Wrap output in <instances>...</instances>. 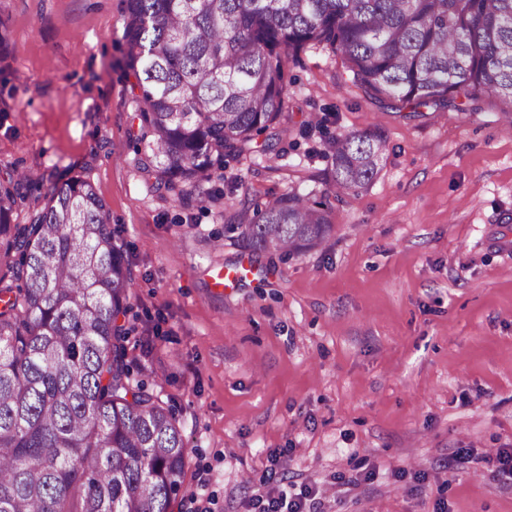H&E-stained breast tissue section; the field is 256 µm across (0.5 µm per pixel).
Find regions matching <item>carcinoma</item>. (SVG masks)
I'll use <instances>...</instances> for the list:
<instances>
[{"label": "carcinoma", "mask_w": 512, "mask_h": 512, "mask_svg": "<svg viewBox=\"0 0 512 512\" xmlns=\"http://www.w3.org/2000/svg\"><path fill=\"white\" fill-rule=\"evenodd\" d=\"M142 169L159 194L205 193L288 108L284 56L322 45L370 97L457 112L494 96L512 125V0H124ZM329 189L224 214V238L297 256L325 244L332 200L369 188L388 149L370 128L331 142ZM0 181V512H174L187 448L171 408L134 378L119 324L134 278L106 204L80 176L25 210Z\"/></svg>", "instance_id": "1"}]
</instances>
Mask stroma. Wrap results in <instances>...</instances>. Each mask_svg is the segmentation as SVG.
Returning a JSON list of instances; mask_svg holds the SVG:
<instances>
[{
  "mask_svg": "<svg viewBox=\"0 0 512 512\" xmlns=\"http://www.w3.org/2000/svg\"><path fill=\"white\" fill-rule=\"evenodd\" d=\"M0 176L44 200L91 180L136 281L128 356L172 405L188 448L181 512H250L284 484L320 512H512V127L492 96L413 112L349 80L340 55L284 63L275 151L230 162L210 197L160 198L132 137L122 0H0ZM376 128L373 184L334 203L329 241L272 259L226 240L222 212L295 190L320 197L331 137ZM245 266L226 288L217 271ZM280 458L281 456H275L270 469L271 472L268 473L266 478L259 480V486L252 496L254 504L261 512H317V510H311V506L312 509H314L315 504H320V502L316 500H320L321 496L325 493V491L321 490L318 486H301L300 492L289 496V498L283 491L275 497L272 496L271 491L266 490L269 484L276 481L278 475L276 468L282 467ZM307 508L308 510H306Z\"/></svg>",
  "mask_w": 512,
  "mask_h": 512,
  "instance_id": "1",
  "label": "stroma"
}]
</instances>
